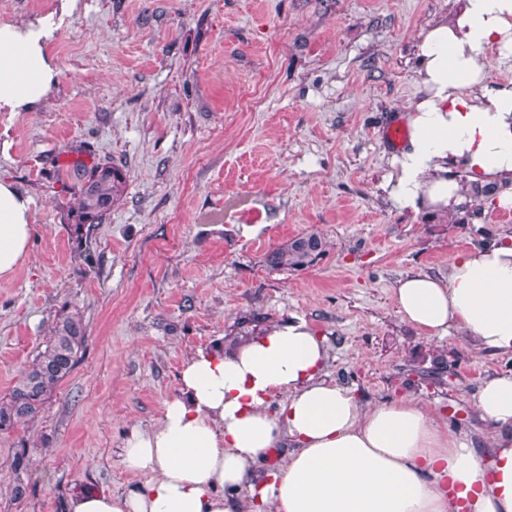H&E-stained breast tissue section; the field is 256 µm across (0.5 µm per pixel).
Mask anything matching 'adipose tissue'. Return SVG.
I'll return each instance as SVG.
<instances>
[{
  "label": "adipose tissue",
  "mask_w": 512,
  "mask_h": 512,
  "mask_svg": "<svg viewBox=\"0 0 512 512\" xmlns=\"http://www.w3.org/2000/svg\"><path fill=\"white\" fill-rule=\"evenodd\" d=\"M53 22L0 25V111L32 112L60 72ZM512 56V0H462L422 35L424 92L388 182L399 207L448 214L464 183L495 185L512 207V84L485 81V52ZM33 233L31 201L0 180V279ZM400 314L427 337L463 332L512 356V234L457 252L448 272L397 280ZM325 337L294 318L242 348L201 351L159 422L130 432L122 464L145 474L119 493L78 492L68 512H512V374L485 380L475 402L485 444L448 434L410 398L365 405L326 373ZM277 448L284 464L256 466Z\"/></svg>",
  "instance_id": "obj_1"
}]
</instances>
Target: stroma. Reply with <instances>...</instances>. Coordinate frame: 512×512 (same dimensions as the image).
<instances>
[{
  "instance_id": "1",
  "label": "stroma",
  "mask_w": 512,
  "mask_h": 512,
  "mask_svg": "<svg viewBox=\"0 0 512 512\" xmlns=\"http://www.w3.org/2000/svg\"><path fill=\"white\" fill-rule=\"evenodd\" d=\"M0 0V24L61 26L59 82L33 112H0V179L32 200L34 232L0 281V398L80 311L82 358L33 420L0 434V512H66L75 486L120 492L130 430L157 424L186 359L297 315L321 332L330 378L363 402L411 397L476 439L481 381L512 356L459 332L423 336L393 301L408 273L444 275L457 251L512 233V210L464 199L454 216L397 206L385 136L423 91L422 33L458 0ZM123 168L124 193L84 262L67 226L82 166ZM301 272L267 254L310 230ZM26 446L35 485L11 497Z\"/></svg>"
}]
</instances>
